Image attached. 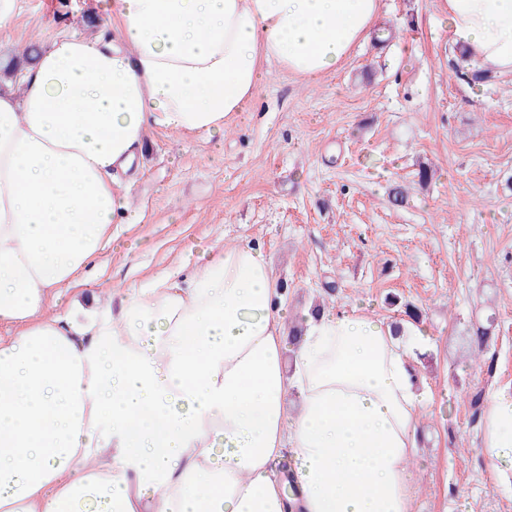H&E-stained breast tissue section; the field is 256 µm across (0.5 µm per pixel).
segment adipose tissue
<instances>
[{"mask_svg": "<svg viewBox=\"0 0 512 512\" xmlns=\"http://www.w3.org/2000/svg\"><path fill=\"white\" fill-rule=\"evenodd\" d=\"M0 89V512H413L426 330L289 311L258 247L209 249L119 303L94 271L147 130L223 139L268 62L308 80L375 38L381 0H103ZM468 61L512 72V0H442ZM301 321L296 344L288 325ZM482 452L512 496V385Z\"/></svg>", "mask_w": 512, "mask_h": 512, "instance_id": "ef3b65f1", "label": "adipose tissue"}]
</instances>
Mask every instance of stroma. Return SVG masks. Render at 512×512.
I'll return each instance as SVG.
<instances>
[{"instance_id":"stroma-1","label":"stroma","mask_w":512,"mask_h":512,"mask_svg":"<svg viewBox=\"0 0 512 512\" xmlns=\"http://www.w3.org/2000/svg\"><path fill=\"white\" fill-rule=\"evenodd\" d=\"M383 45L355 47L310 83L268 67L248 114L222 145L148 131L127 193L142 219L116 224L98 274L71 294L96 297L183 264L189 246H260L291 310L363 305L398 320L399 296L424 312L433 348L417 369L423 413L415 512H512L489 479L470 396L512 383V73L469 81L439 29L440 0H381ZM97 0H20L0 36V67L43 46L49 18L95 33ZM435 165L419 185V162ZM409 190L393 206L389 190ZM335 284L328 293L327 284ZM492 319L474 360L472 319Z\"/></svg>"}]
</instances>
